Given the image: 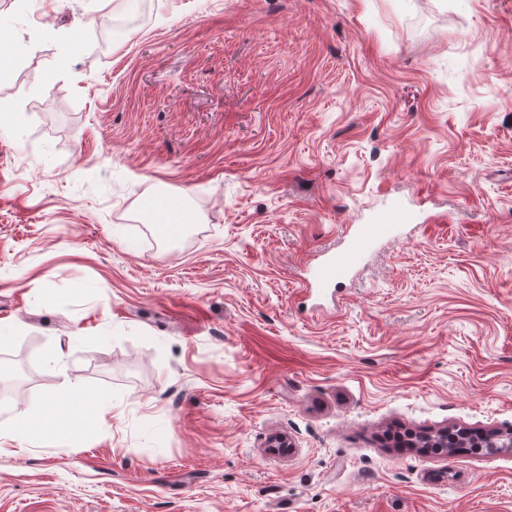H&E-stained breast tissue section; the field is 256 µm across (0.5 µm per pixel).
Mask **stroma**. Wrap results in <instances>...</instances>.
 <instances>
[{
	"label": "stroma",
	"instance_id": "obj_1",
	"mask_svg": "<svg viewBox=\"0 0 512 512\" xmlns=\"http://www.w3.org/2000/svg\"><path fill=\"white\" fill-rule=\"evenodd\" d=\"M1 320L0 427L110 411L9 441L0 512H512V451L388 440L512 430V0H0ZM414 211L393 205L367 224H349L343 244L335 251L323 252L304 263L301 291L326 295L332 284L353 277L365 265L374 249L383 241L398 238L410 224H415ZM69 401L60 402L56 399L49 401L44 409L33 413H21L15 420L12 433H26L35 435L41 427L50 422L63 433H74L81 429L83 420L76 413V406L83 403L87 397L86 391L78 383L72 384L69 392Z\"/></svg>",
	"mask_w": 512,
	"mask_h": 512
}]
</instances>
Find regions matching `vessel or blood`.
I'll list each match as a JSON object with an SVG mask.
<instances>
[{
    "label": "vessel or blood",
    "instance_id": "obj_1",
    "mask_svg": "<svg viewBox=\"0 0 512 512\" xmlns=\"http://www.w3.org/2000/svg\"><path fill=\"white\" fill-rule=\"evenodd\" d=\"M415 221L414 211L394 205L377 214L369 223L348 225L340 248L305 261L302 291H324L332 284L353 277L381 242L398 238L406 226Z\"/></svg>",
    "mask_w": 512,
    "mask_h": 512
}]
</instances>
